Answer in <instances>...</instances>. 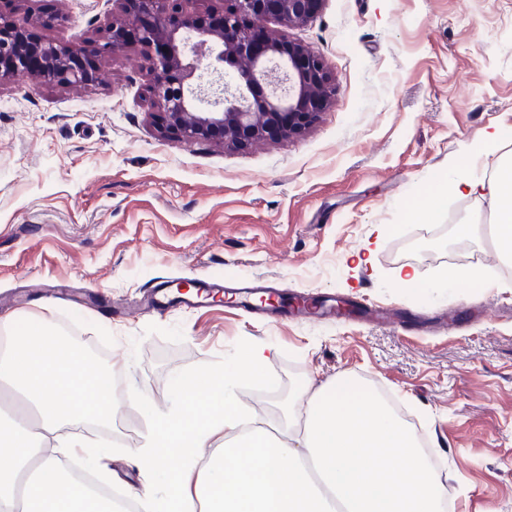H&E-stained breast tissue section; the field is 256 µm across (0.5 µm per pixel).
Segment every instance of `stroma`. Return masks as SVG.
<instances>
[{
  "instance_id": "stroma-1",
  "label": "stroma",
  "mask_w": 512,
  "mask_h": 512,
  "mask_svg": "<svg viewBox=\"0 0 512 512\" xmlns=\"http://www.w3.org/2000/svg\"><path fill=\"white\" fill-rule=\"evenodd\" d=\"M10 9L31 40L79 50L101 74L0 83V317L46 315L111 369L115 400L148 397L111 429L71 425L101 450L89 473L111 472L120 500L167 497L168 479L127 447L177 407L185 376L233 369L258 345L262 377L230 387L256 422L282 427L298 392L352 379L403 411L451 512H512V276L483 231L493 201L453 193L434 221L415 211L444 178L487 179L512 156V0H325L307 25L269 21L318 52L335 92L302 134L247 148L159 134L151 60L135 45L96 53L111 0ZM466 221L479 232L443 247ZM473 255L482 284H441ZM404 268L415 285H400ZM202 277L338 295L351 312L148 307L158 283Z\"/></svg>"
}]
</instances>
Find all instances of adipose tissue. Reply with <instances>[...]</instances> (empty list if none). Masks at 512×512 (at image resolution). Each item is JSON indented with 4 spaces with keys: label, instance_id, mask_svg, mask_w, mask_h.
<instances>
[{
    "label": "adipose tissue",
    "instance_id": "obj_1",
    "mask_svg": "<svg viewBox=\"0 0 512 512\" xmlns=\"http://www.w3.org/2000/svg\"><path fill=\"white\" fill-rule=\"evenodd\" d=\"M465 195L495 202L494 242L512 258V158L490 181L454 180ZM0 335V512H112L67 476L65 462L94 447L63 436L67 423L114 420L108 370L64 340L48 317L25 325L5 318ZM226 372L184 378L179 409L158 414L128 453L164 471L163 499L139 495L143 512H444L448 490L417 435L382 402L358 399L343 382L302 391L276 435L246 427Z\"/></svg>",
    "mask_w": 512,
    "mask_h": 512
}]
</instances>
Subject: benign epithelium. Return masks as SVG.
Segmentation results:
<instances>
[{
    "label": "benign epithelium",
    "mask_w": 512,
    "mask_h": 512,
    "mask_svg": "<svg viewBox=\"0 0 512 512\" xmlns=\"http://www.w3.org/2000/svg\"><path fill=\"white\" fill-rule=\"evenodd\" d=\"M117 2L122 18L103 48L113 52L134 41L153 51L150 90L166 137L245 147L300 134L329 104L332 87L316 52L263 25L268 18L289 27L307 24L325 0H224L220 13L189 10L187 0ZM21 34L0 11V82L29 70L14 47ZM30 51L43 81L89 85L97 79L93 63L67 48L40 42ZM215 59L235 69V89L225 84L212 97L201 79Z\"/></svg>",
    "instance_id": "benign-epithelium-1"
}]
</instances>
